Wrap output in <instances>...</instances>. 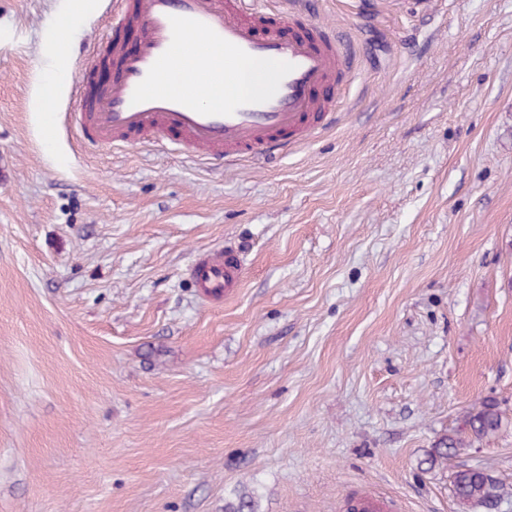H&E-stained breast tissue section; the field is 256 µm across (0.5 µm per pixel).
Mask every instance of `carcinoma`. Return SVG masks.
<instances>
[{"label":"carcinoma","instance_id":"1","mask_svg":"<svg viewBox=\"0 0 512 512\" xmlns=\"http://www.w3.org/2000/svg\"><path fill=\"white\" fill-rule=\"evenodd\" d=\"M506 417L499 403L487 398L469 408L461 422L440 436L428 452L424 463L434 467L452 458L460 448L479 447L496 438L505 425ZM453 494L463 512H494L503 499V485L489 480L478 467H459L452 475ZM224 512H259L252 495L243 494L235 502L224 505Z\"/></svg>","mask_w":512,"mask_h":512}]
</instances>
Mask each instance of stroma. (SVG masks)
Returning <instances> with one entry per match:
<instances>
[{"label": "stroma", "instance_id": "obj_1", "mask_svg": "<svg viewBox=\"0 0 512 512\" xmlns=\"http://www.w3.org/2000/svg\"><path fill=\"white\" fill-rule=\"evenodd\" d=\"M70 3L0 0V512H460L423 461L488 397L507 426L453 466L512 491V0H312L366 48L346 106L220 168L80 147L44 56ZM222 241L248 274L206 302ZM189 280L206 300H221L240 288L245 278L242 252L232 245L195 255L187 269Z\"/></svg>", "mask_w": 512, "mask_h": 512}]
</instances>
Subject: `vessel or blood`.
Wrapping results in <instances>:
<instances>
[{
    "label": "vessel or blood",
    "instance_id": "b4317fda",
    "mask_svg": "<svg viewBox=\"0 0 512 512\" xmlns=\"http://www.w3.org/2000/svg\"><path fill=\"white\" fill-rule=\"evenodd\" d=\"M116 65L93 108L71 123L89 148L163 142L214 166L265 160L332 127L353 69L325 23L248 0H114ZM188 277L207 300L241 287L233 246L194 256Z\"/></svg>",
    "mask_w": 512,
    "mask_h": 512
}]
</instances>
